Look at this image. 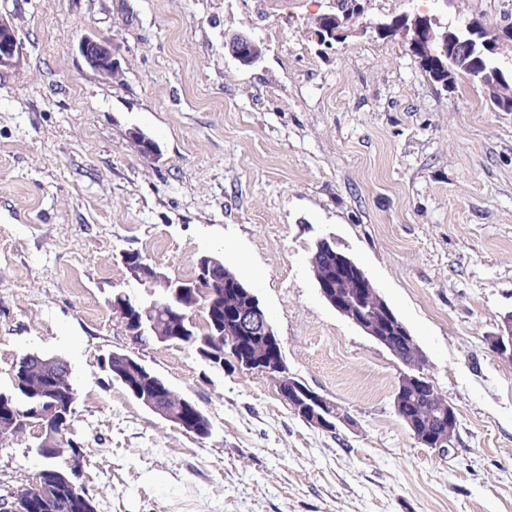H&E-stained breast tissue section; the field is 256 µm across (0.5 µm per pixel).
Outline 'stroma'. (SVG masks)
Returning a JSON list of instances; mask_svg holds the SVG:
<instances>
[{"label":"stroma","instance_id":"35a3bbf8","mask_svg":"<svg viewBox=\"0 0 512 512\" xmlns=\"http://www.w3.org/2000/svg\"><path fill=\"white\" fill-rule=\"evenodd\" d=\"M0 0L22 45L0 71V391L29 352L66 360L79 482L99 512H512V363L488 344L512 311V112L458 77L446 91L401 39L363 23L412 11L512 22V0ZM117 51L105 80L79 56ZM260 42L241 65L226 42ZM141 130L160 147L140 155ZM366 272L458 409L448 451L393 407L403 365L321 297L320 240ZM135 250L172 279L220 258L257 296L289 372L345 408L326 433L267 374L211 367L179 342L134 349L109 302L149 299ZM139 359L209 417L200 439L111 379ZM34 436L0 449V495L35 480ZM77 50L88 68L101 78L110 80L112 74L122 72L112 42L96 35H84L77 44Z\"/></svg>","mask_w":512,"mask_h":512}]
</instances>
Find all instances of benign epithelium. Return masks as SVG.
<instances>
[{
  "instance_id": "benign-epithelium-1",
  "label": "benign epithelium",
  "mask_w": 512,
  "mask_h": 512,
  "mask_svg": "<svg viewBox=\"0 0 512 512\" xmlns=\"http://www.w3.org/2000/svg\"><path fill=\"white\" fill-rule=\"evenodd\" d=\"M348 20L347 15L338 16L333 13L321 15L323 30L332 38L336 32ZM410 27L412 37L408 40L409 51L415 54L421 64H427L430 57H448L458 52L478 53L487 58L494 53L495 40L489 29L484 25L470 21L462 27L446 30L440 37L438 44L431 43V27L440 26L434 16L418 13H404L393 18L389 22L376 23L372 29L379 35L387 34L396 25ZM227 46L232 55L243 65H253L263 55V50L255 40L245 34H234L229 38ZM77 50L88 68L97 73L101 78L110 80L115 74L122 72L119 59L116 57L112 42L96 35H85L77 44ZM22 55V47L18 41L12 25L0 18V70L14 67ZM134 140L144 155L156 158L160 155V148L150 137L139 130L131 131ZM338 262L348 278L326 279L318 282L321 297L337 313L347 318L358 327L365 335L373 338L379 344L393 349L389 337L394 336L400 342L412 343L415 337L411 334L407 325L399 318L393 309L384 301L380 302L381 317L368 316L363 313L365 299L369 295L378 294L372 281L364 270L348 255L338 257ZM246 295V301L224 314V339L235 341L237 339H251L264 344H277L280 342L273 326L266 317L257 297L249 289H242ZM113 312L119 315L124 323L128 336L133 344L144 346L149 342H158L162 339L154 325L144 324L137 311L142 307L138 302H132L127 296L118 294L110 301ZM491 350L503 361L512 363V312L500 317L499 332L488 338ZM423 352H418L415 361V370L401 375V378L409 381V386L419 392L433 389L432 383L422 373V367L418 365ZM280 378L278 388L282 395L289 396L296 402L295 409L300 416L312 426L319 429H334L339 424L354 426V420L349 415L329 418L332 402L318 394L311 388L305 389L293 379L284 363L278 361L273 365ZM133 396L154 414L170 421L175 420L180 425H186V417L183 412L169 413L159 403L164 389V384L155 385L151 395L141 396V390L128 376H123ZM441 415L448 416V429H453L457 422L458 410L453 404L439 410ZM64 420V415L57 407L49 408L43 415L42 433L46 438L55 437L56 428ZM405 423L413 437L419 434L429 435L435 439V446L445 447L449 444L450 437L446 430H431L426 425L412 419L405 418Z\"/></svg>"
}]
</instances>
